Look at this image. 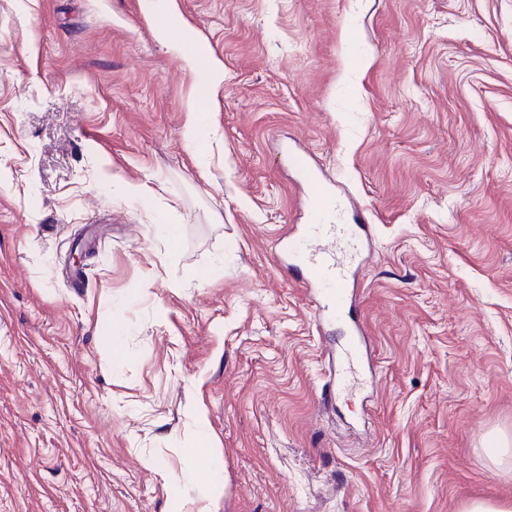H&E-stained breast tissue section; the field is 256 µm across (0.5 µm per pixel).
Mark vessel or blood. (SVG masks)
Returning a JSON list of instances; mask_svg holds the SVG:
<instances>
[{"instance_id":"obj_1","label":"vessel or blood","mask_w":512,"mask_h":512,"mask_svg":"<svg viewBox=\"0 0 512 512\" xmlns=\"http://www.w3.org/2000/svg\"><path fill=\"white\" fill-rule=\"evenodd\" d=\"M293 160L316 197L309 223L276 239L275 250L289 268L301 274L317 326L343 321L356 297V275L362 245L371 239L368 225L351 224L338 217L340 202L321 180L309 153H294ZM351 342L339 356L350 382H357L368 352L359 324H352Z\"/></svg>"}]
</instances>
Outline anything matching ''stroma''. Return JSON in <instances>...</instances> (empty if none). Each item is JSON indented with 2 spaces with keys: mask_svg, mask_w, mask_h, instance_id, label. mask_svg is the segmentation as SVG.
Listing matches in <instances>:
<instances>
[{
  "mask_svg": "<svg viewBox=\"0 0 512 512\" xmlns=\"http://www.w3.org/2000/svg\"><path fill=\"white\" fill-rule=\"evenodd\" d=\"M299 144L372 226L366 402L322 401L346 326L274 259ZM204 482L214 512L512 503V0H0V512ZM223 74V65L219 61L214 60L205 75L204 81L197 86L193 97L187 104L183 136L185 141L191 146L198 147L201 136L199 116L196 112V101L199 97L207 93L211 86H214L216 83L221 81L223 79Z\"/></svg>",
  "mask_w": 512,
  "mask_h": 512,
  "instance_id": "1",
  "label": "stroma"
}]
</instances>
